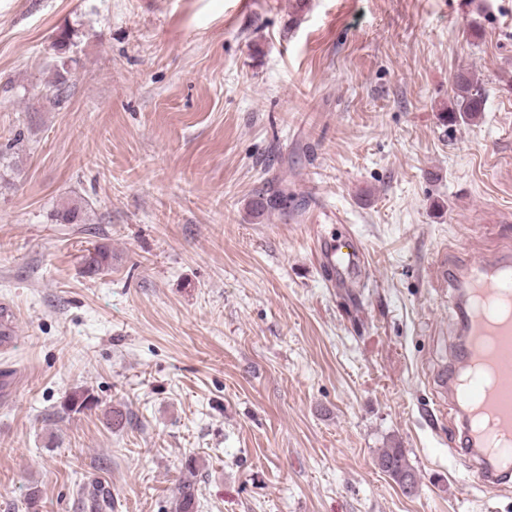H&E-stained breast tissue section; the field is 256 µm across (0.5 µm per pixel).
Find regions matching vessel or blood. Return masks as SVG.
Instances as JSON below:
<instances>
[{"label":"vessel or blood","mask_w":512,"mask_h":512,"mask_svg":"<svg viewBox=\"0 0 512 512\" xmlns=\"http://www.w3.org/2000/svg\"><path fill=\"white\" fill-rule=\"evenodd\" d=\"M330 280L355 283L362 254L347 238H320ZM454 299L448 316L458 338L440 380L459 415L462 450L482 483L497 491L512 483V314L485 313L482 302L512 296V245L484 255L460 254L446 272Z\"/></svg>","instance_id":"obj_1"}]
</instances>
